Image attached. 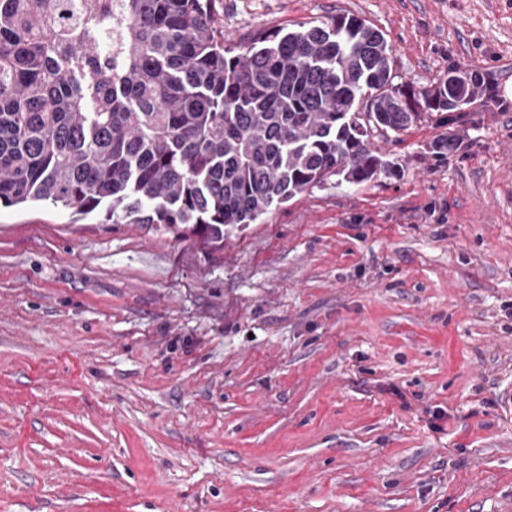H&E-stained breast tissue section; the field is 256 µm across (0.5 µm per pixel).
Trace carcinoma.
<instances>
[{
	"mask_svg": "<svg viewBox=\"0 0 512 512\" xmlns=\"http://www.w3.org/2000/svg\"><path fill=\"white\" fill-rule=\"evenodd\" d=\"M216 0H0V206L162 224L206 250L333 176L400 174L372 139L478 94L394 82L384 34L337 14L241 50Z\"/></svg>",
	"mask_w": 512,
	"mask_h": 512,
	"instance_id": "obj_1",
	"label": "carcinoma"
}]
</instances>
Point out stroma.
I'll list each match as a JSON object with an SVG mask.
<instances>
[{
  "label": "stroma",
  "instance_id": "stroma-1",
  "mask_svg": "<svg viewBox=\"0 0 512 512\" xmlns=\"http://www.w3.org/2000/svg\"><path fill=\"white\" fill-rule=\"evenodd\" d=\"M339 13L398 80L489 86L375 138L400 175L220 251L0 207V512H512V0H224L216 27Z\"/></svg>",
  "mask_w": 512,
  "mask_h": 512
}]
</instances>
